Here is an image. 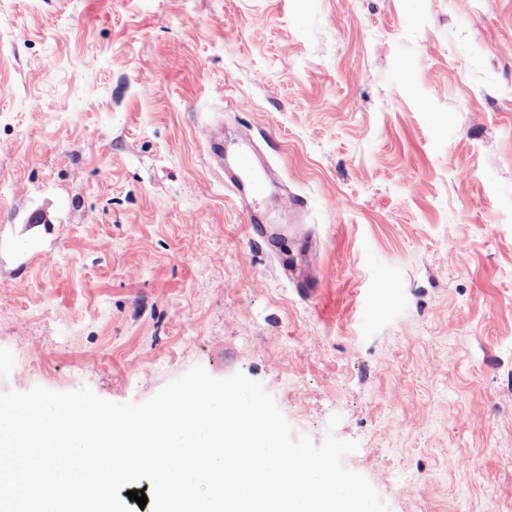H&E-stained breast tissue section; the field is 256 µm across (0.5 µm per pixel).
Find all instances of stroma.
<instances>
[{"label":"stroma","instance_id":"stroma-1","mask_svg":"<svg viewBox=\"0 0 512 512\" xmlns=\"http://www.w3.org/2000/svg\"><path fill=\"white\" fill-rule=\"evenodd\" d=\"M1 86L0 392L240 373L389 512H512V0H0ZM200 133L209 158L224 172V146L218 141L217 127L204 125L200 128ZM233 175L225 178V186L229 188L236 199L251 213V220H255L253 213L259 196L264 190V176L256 167L253 147L249 144L239 146L234 153Z\"/></svg>","mask_w":512,"mask_h":512}]
</instances>
